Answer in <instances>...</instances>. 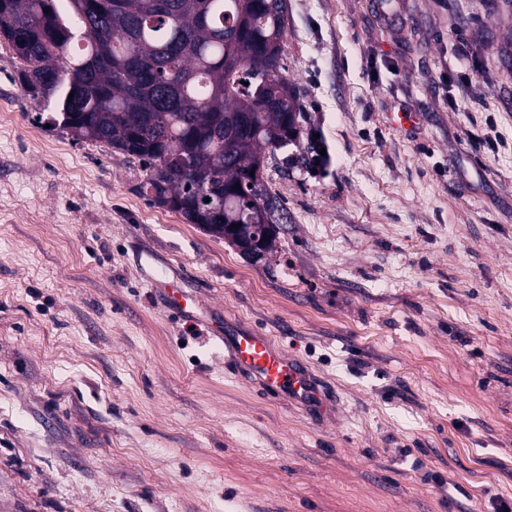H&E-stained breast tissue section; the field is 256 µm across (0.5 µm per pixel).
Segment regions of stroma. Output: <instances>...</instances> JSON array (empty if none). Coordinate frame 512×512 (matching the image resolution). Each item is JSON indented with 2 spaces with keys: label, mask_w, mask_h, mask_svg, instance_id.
<instances>
[{
  "label": "stroma",
  "mask_w": 512,
  "mask_h": 512,
  "mask_svg": "<svg viewBox=\"0 0 512 512\" xmlns=\"http://www.w3.org/2000/svg\"><path fill=\"white\" fill-rule=\"evenodd\" d=\"M284 59L331 161L265 163L288 221L254 262L38 122L0 39V512L512 506V0H288ZM213 320L285 346L334 419L235 376ZM165 295L168 306L185 316H192L199 308L197 299L184 292L177 281L165 285Z\"/></svg>",
  "instance_id": "obj_1"
}]
</instances>
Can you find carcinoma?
<instances>
[{
	"label": "carcinoma",
	"instance_id": "1",
	"mask_svg": "<svg viewBox=\"0 0 512 512\" xmlns=\"http://www.w3.org/2000/svg\"><path fill=\"white\" fill-rule=\"evenodd\" d=\"M0 0L20 84L76 141L139 160L143 194L236 245L287 219L266 155L301 146L287 0ZM84 42L70 52L76 40Z\"/></svg>",
	"mask_w": 512,
	"mask_h": 512
}]
</instances>
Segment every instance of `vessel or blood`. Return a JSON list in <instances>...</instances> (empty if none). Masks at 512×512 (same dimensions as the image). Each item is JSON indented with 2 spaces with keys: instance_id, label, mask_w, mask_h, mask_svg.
Listing matches in <instances>:
<instances>
[{
  "instance_id": "b4317fda",
  "label": "vessel or blood",
  "mask_w": 512,
  "mask_h": 512,
  "mask_svg": "<svg viewBox=\"0 0 512 512\" xmlns=\"http://www.w3.org/2000/svg\"><path fill=\"white\" fill-rule=\"evenodd\" d=\"M169 307L185 316L199 308L197 299L184 292L178 282L165 286ZM214 335L224 346V360L240 377L251 381L267 395L310 408L324 405L326 395L316 376L271 337L246 328L216 325Z\"/></svg>"
}]
</instances>
